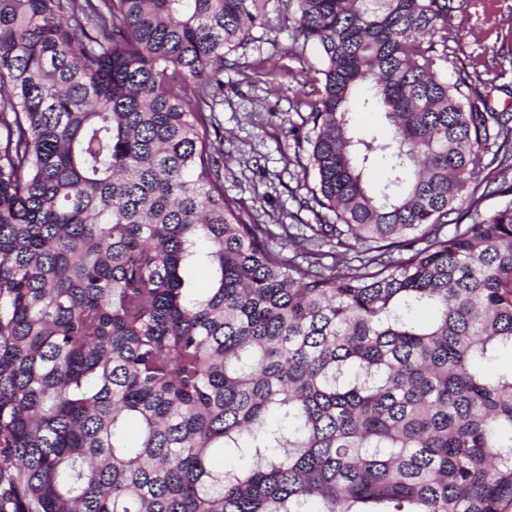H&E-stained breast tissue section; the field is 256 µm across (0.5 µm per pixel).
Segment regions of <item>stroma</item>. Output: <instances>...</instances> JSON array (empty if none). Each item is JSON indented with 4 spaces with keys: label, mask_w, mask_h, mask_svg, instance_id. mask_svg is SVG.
<instances>
[{
    "label": "stroma",
    "mask_w": 512,
    "mask_h": 512,
    "mask_svg": "<svg viewBox=\"0 0 512 512\" xmlns=\"http://www.w3.org/2000/svg\"><path fill=\"white\" fill-rule=\"evenodd\" d=\"M448 41L450 77L477 76L492 86L496 111L512 113V0H460ZM234 61L267 59L275 77L249 82L234 69L224 72V105L217 117L224 135V191L251 207L262 224H276L280 210H296L306 196L291 131L306 115L295 96L312 92L321 66L315 48L301 49L291 27L275 43L263 29L233 53Z\"/></svg>",
    "instance_id": "1"
}]
</instances>
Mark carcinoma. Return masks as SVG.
<instances>
[{"instance_id": "obj_1", "label": "carcinoma", "mask_w": 512, "mask_h": 512, "mask_svg": "<svg viewBox=\"0 0 512 512\" xmlns=\"http://www.w3.org/2000/svg\"><path fill=\"white\" fill-rule=\"evenodd\" d=\"M266 2L0 0V512H512V116L453 0H286L289 255L217 145Z\"/></svg>"}]
</instances>
